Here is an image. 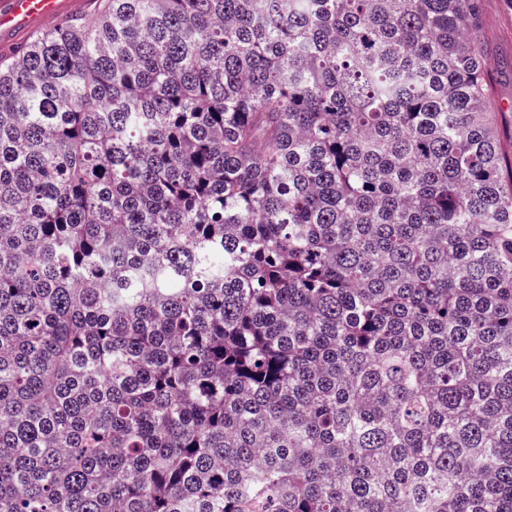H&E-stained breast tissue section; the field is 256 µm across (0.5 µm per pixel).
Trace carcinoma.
<instances>
[{
    "label": "carcinoma",
    "instance_id": "carcinoma-1",
    "mask_svg": "<svg viewBox=\"0 0 512 512\" xmlns=\"http://www.w3.org/2000/svg\"><path fill=\"white\" fill-rule=\"evenodd\" d=\"M479 3L100 0L0 62V512H512Z\"/></svg>",
    "mask_w": 512,
    "mask_h": 512
}]
</instances>
